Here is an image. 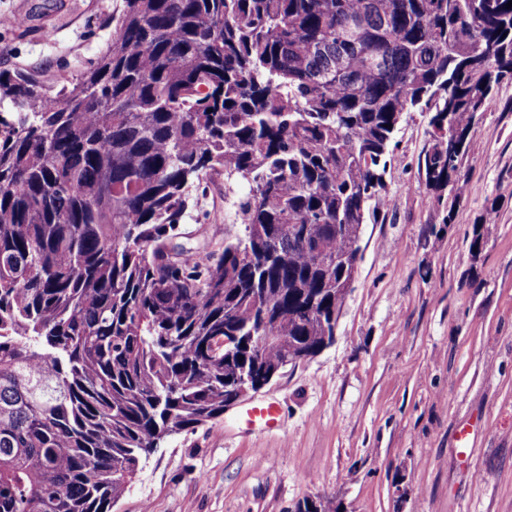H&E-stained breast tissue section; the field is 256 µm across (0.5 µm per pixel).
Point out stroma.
<instances>
[{
    "label": "stroma",
    "mask_w": 512,
    "mask_h": 512,
    "mask_svg": "<svg viewBox=\"0 0 512 512\" xmlns=\"http://www.w3.org/2000/svg\"><path fill=\"white\" fill-rule=\"evenodd\" d=\"M122 4L0 0V15L27 17L0 28V70L55 88L111 37ZM430 131L425 112L400 126L335 342L142 457L114 512H295L307 499L340 512H512V82L474 127L469 191L452 213L419 171ZM228 210L223 176L204 181L184 243L208 247L220 225L240 234ZM264 402L277 424L249 426L246 410Z\"/></svg>",
    "instance_id": "35a3bbf8"
}]
</instances>
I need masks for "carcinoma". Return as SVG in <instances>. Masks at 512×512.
Segmentation results:
<instances>
[{
    "label": "carcinoma",
    "mask_w": 512,
    "mask_h": 512,
    "mask_svg": "<svg viewBox=\"0 0 512 512\" xmlns=\"http://www.w3.org/2000/svg\"><path fill=\"white\" fill-rule=\"evenodd\" d=\"M508 2L124 0L57 90L0 71V512H112L142 456L285 363L276 337L322 352L406 114H431L427 188L465 195ZM213 174L243 236L180 244Z\"/></svg>",
    "instance_id": "1"
}]
</instances>
